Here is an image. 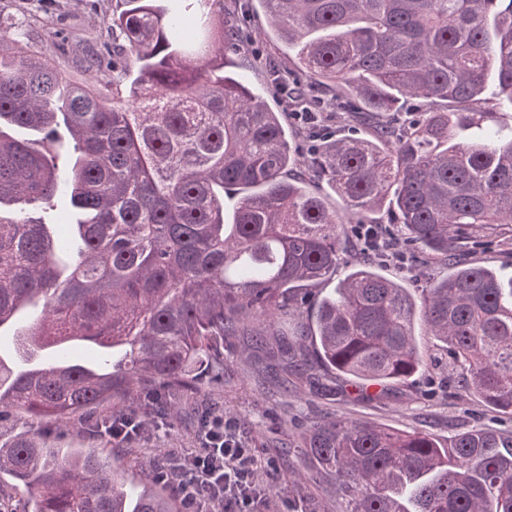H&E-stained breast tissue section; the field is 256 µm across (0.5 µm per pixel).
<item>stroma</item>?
I'll return each mask as SVG.
<instances>
[{
  "mask_svg": "<svg viewBox=\"0 0 512 512\" xmlns=\"http://www.w3.org/2000/svg\"><path fill=\"white\" fill-rule=\"evenodd\" d=\"M117 0H0V20L12 33L44 56L63 61L73 53L97 57L122 56L123 41L113 35L108 21ZM224 19L240 34L242 50L234 58L231 73L240 75L254 91L261 93L272 110L283 112L288 139L300 155H307L316 130L328 138L351 135L368 137L365 125L353 121L345 108L335 107L336 93L327 85L311 80L295 70L294 59L269 35L268 18L260 5L244 11L238 0H224ZM278 67L289 74L288 85L304 91L305 99L322 107L318 126L298 121L293 106L274 88L269 70ZM498 240L487 248L473 247L471 240L458 239L451 246L467 253L471 262L491 267L512 276V224L499 226ZM447 266L430 255L418 262L399 266L382 265L384 276L409 282L418 288L439 279ZM455 376L440 361L429 363L422 373L387 395L370 400L353 382L339 377L323 379L318 389L299 384L285 387L281 371L254 350L249 339L240 336L224 346V384L206 386L205 392L216 402L225 418L235 422L258 459L260 473L274 484V512H328L331 492L328 487L295 480L292 467L296 457L288 453L290 436L300 427L324 416H339L386 427L419 430L447 438L477 425L506 427L505 418L482 404L473 394L459 390ZM37 427L43 440L59 448H104L109 441L87 432L80 425L67 428L49 418ZM137 454L117 457L118 469L134 466L139 474L155 472L172 457L200 445V435L191 415L180 421L154 420L148 432L133 440Z\"/></svg>",
  "mask_w": 512,
  "mask_h": 512,
  "instance_id": "obj_1",
  "label": "stroma"
}]
</instances>
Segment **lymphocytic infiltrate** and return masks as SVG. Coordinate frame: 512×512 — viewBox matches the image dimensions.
Listing matches in <instances>:
<instances>
[{
	"label": "lymphocytic infiltrate",
	"mask_w": 512,
	"mask_h": 512,
	"mask_svg": "<svg viewBox=\"0 0 512 512\" xmlns=\"http://www.w3.org/2000/svg\"><path fill=\"white\" fill-rule=\"evenodd\" d=\"M167 478L184 490L189 512H260L273 498L251 448L219 414L209 417L200 447L174 460Z\"/></svg>",
	"instance_id": "1"
}]
</instances>
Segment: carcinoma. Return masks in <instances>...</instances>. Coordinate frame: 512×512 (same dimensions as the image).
Returning <instances> with one entry per match:
<instances>
[{"instance_id": "1", "label": "carcinoma", "mask_w": 512, "mask_h": 512, "mask_svg": "<svg viewBox=\"0 0 512 512\" xmlns=\"http://www.w3.org/2000/svg\"><path fill=\"white\" fill-rule=\"evenodd\" d=\"M112 27L137 66L130 98L69 82V63L17 48L0 56V414L61 424L154 413L178 420L193 368L224 376V341L274 343L297 379L316 368L401 383L422 370L415 324L457 383L512 421V278L461 260L458 236L512 224V0H257L300 68L374 114L368 138L314 149L310 175L280 114L221 73L222 0H121ZM498 87L488 96L489 83ZM406 100L404 128L390 113ZM327 181L331 208L315 183ZM240 194L224 220V192ZM67 196L78 218L56 233L25 206ZM386 209L381 236L439 255L423 288L367 258L310 303L349 240L347 216ZM123 350L101 372L56 354L63 340ZM299 480L333 488L332 512H512V429L441 440L341 418L290 443ZM39 488L22 512H180L163 483L130 496L112 449L54 448L34 426L0 444V475Z\"/></svg>"}]
</instances>
